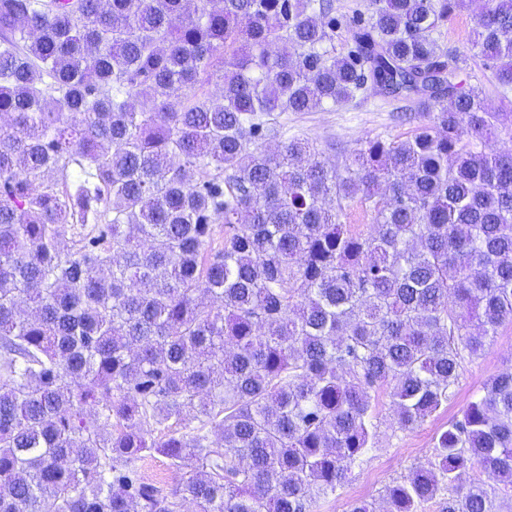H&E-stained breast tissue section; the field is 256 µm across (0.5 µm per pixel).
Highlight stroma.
Returning a JSON list of instances; mask_svg holds the SVG:
<instances>
[{"mask_svg":"<svg viewBox=\"0 0 512 512\" xmlns=\"http://www.w3.org/2000/svg\"><path fill=\"white\" fill-rule=\"evenodd\" d=\"M489 6V0H467L464 8L442 29L440 41L467 56L473 73L472 84L482 88L488 108L497 112L503 107L502 95L492 87L489 71L480 58L473 56L471 48L476 22ZM280 122L285 138L304 137L321 145L335 143V150L326 154L331 163L340 161L342 152L354 148L361 140L378 137L403 140L413 135L416 127L415 122L402 120L400 103L380 95L343 107L325 105L313 112H285ZM509 366H512V324L502 326L484 353L466 363L456 395L447 408L415 430L383 436L368 462L353 469L336 495L320 501L317 512H349L358 500L381 504L384 487L408 473L411 467L428 464L436 432L449 420L461 416L468 403L480 394L484 383Z\"/></svg>","mask_w":512,"mask_h":512,"instance_id":"35a3bbf8","label":"stroma"}]
</instances>
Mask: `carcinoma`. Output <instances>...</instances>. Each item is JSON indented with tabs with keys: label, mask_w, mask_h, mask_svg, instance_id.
<instances>
[{
	"label": "carcinoma",
	"mask_w": 512,
	"mask_h": 512,
	"mask_svg": "<svg viewBox=\"0 0 512 512\" xmlns=\"http://www.w3.org/2000/svg\"><path fill=\"white\" fill-rule=\"evenodd\" d=\"M462 4L369 0L338 54L334 0H0V512H314L379 392L394 431L448 406L512 323V113L435 38ZM471 45L512 91V0ZM372 94L425 123L338 165L262 149ZM155 455L194 472L166 492ZM432 457L387 512H500L512 370Z\"/></svg>",
	"instance_id": "carcinoma-1"
}]
</instances>
